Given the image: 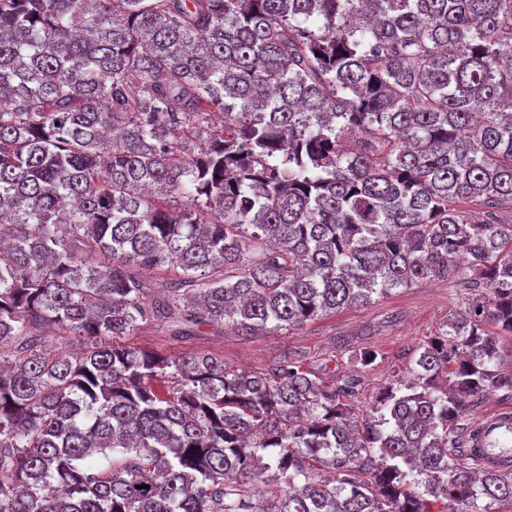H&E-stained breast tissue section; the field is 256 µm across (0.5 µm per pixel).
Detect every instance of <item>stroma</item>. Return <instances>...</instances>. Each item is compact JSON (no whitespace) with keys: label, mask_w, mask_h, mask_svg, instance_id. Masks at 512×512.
Masks as SVG:
<instances>
[{"label":"stroma","mask_w":512,"mask_h":512,"mask_svg":"<svg viewBox=\"0 0 512 512\" xmlns=\"http://www.w3.org/2000/svg\"><path fill=\"white\" fill-rule=\"evenodd\" d=\"M464 303L452 279L424 280L374 297L367 304L320 316L290 332L246 337L224 327H207L200 334L182 337L177 335L178 322L172 317L141 325L124 342L170 357L187 352L213 355L223 359L229 370L263 372L285 355L303 368L321 373L327 381L347 369L350 351L371 350L376 359L361 371L355 401V416L362 419L385 388L402 376L419 347Z\"/></svg>","instance_id":"obj_1"}]
</instances>
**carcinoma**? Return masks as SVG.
Masks as SVG:
<instances>
[{"label": "carcinoma", "mask_w": 512, "mask_h": 512, "mask_svg": "<svg viewBox=\"0 0 512 512\" xmlns=\"http://www.w3.org/2000/svg\"><path fill=\"white\" fill-rule=\"evenodd\" d=\"M504 209L512 0H0V512L512 507L461 423L512 395ZM448 276L475 297L359 425L357 374L119 343ZM503 394V391L498 390L488 394L480 403L471 408L466 418L479 422L482 416L496 408L512 407V397H506Z\"/></svg>", "instance_id": "cac0c4a2"}]
</instances>
